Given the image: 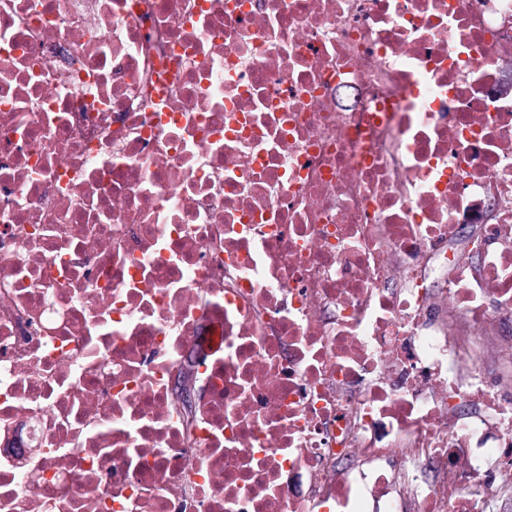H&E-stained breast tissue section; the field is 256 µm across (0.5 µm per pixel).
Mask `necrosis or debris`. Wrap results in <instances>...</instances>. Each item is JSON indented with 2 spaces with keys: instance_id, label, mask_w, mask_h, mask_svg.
<instances>
[{
  "instance_id": "obj_1",
  "label": "necrosis or debris",
  "mask_w": 512,
  "mask_h": 512,
  "mask_svg": "<svg viewBox=\"0 0 512 512\" xmlns=\"http://www.w3.org/2000/svg\"><path fill=\"white\" fill-rule=\"evenodd\" d=\"M506 319L512 0H0V512H499Z\"/></svg>"
}]
</instances>
